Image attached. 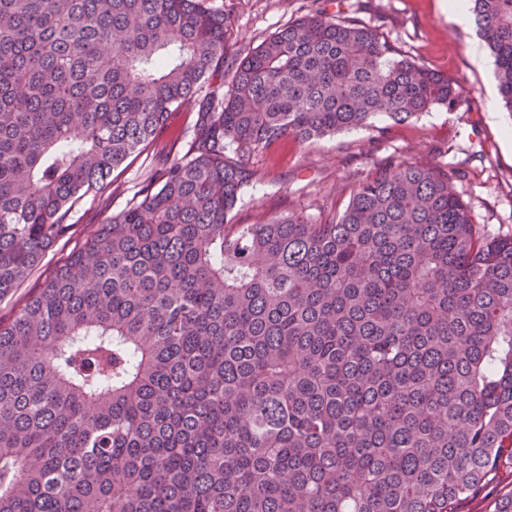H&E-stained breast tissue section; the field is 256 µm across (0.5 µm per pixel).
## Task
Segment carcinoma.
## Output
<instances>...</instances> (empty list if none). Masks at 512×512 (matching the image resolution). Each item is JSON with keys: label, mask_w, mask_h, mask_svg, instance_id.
I'll return each instance as SVG.
<instances>
[{"label": "carcinoma", "mask_w": 512, "mask_h": 512, "mask_svg": "<svg viewBox=\"0 0 512 512\" xmlns=\"http://www.w3.org/2000/svg\"><path fill=\"white\" fill-rule=\"evenodd\" d=\"M512 112V0H470ZM201 0H0V298L112 171L184 155L0 324V512H457L512 465V235L389 160L319 224L246 161L462 91L316 9L224 68Z\"/></svg>", "instance_id": "carcinoma-1"}]
</instances>
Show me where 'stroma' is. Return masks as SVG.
Returning a JSON list of instances; mask_svg holds the SVG:
<instances>
[{
    "label": "stroma",
    "instance_id": "obj_1",
    "mask_svg": "<svg viewBox=\"0 0 512 512\" xmlns=\"http://www.w3.org/2000/svg\"><path fill=\"white\" fill-rule=\"evenodd\" d=\"M227 20L225 58L242 57L273 32L320 8L331 17L358 20L376 27L391 45L426 67L447 75L464 91L455 111L442 107L402 123L378 118L365 127L340 131L313 144L291 140L251 153L254 190L246 192L229 216L233 224H258L291 211L310 220L327 216L324 201L336 209L349 202L350 188L382 160L438 169L460 163L468 172L455 189L468 204L481 233L512 235V151L504 149V127L512 113L499 102L491 53L482 65L472 61L480 37L476 26H456L440 0H205ZM193 116L179 113L171 133L142 146L110 177L109 186L86 197L72 212L71 227L13 294L0 299V322L9 323L27 299L41 288L68 256L107 218L135 202L144 182L163 164L164 154L179 157L192 137ZM512 492V468H502L458 506V512H495Z\"/></svg>",
    "mask_w": 512,
    "mask_h": 512
}]
</instances>
